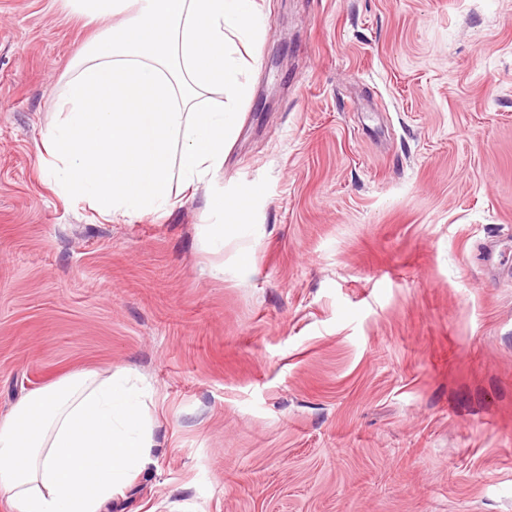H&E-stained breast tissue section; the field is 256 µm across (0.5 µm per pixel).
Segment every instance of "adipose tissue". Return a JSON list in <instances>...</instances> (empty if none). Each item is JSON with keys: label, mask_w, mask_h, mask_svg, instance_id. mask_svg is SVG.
Instances as JSON below:
<instances>
[{"label": "adipose tissue", "mask_w": 512, "mask_h": 512, "mask_svg": "<svg viewBox=\"0 0 512 512\" xmlns=\"http://www.w3.org/2000/svg\"><path fill=\"white\" fill-rule=\"evenodd\" d=\"M95 28L72 67L65 114L38 146L63 196L106 217L164 215L173 186L224 165L241 113L200 105L249 95L239 44L265 26L255 0H70ZM262 189L213 198L211 245L260 238ZM131 369L75 372L33 392L0 423V499L12 512H101L151 461L152 422Z\"/></svg>", "instance_id": "adipose-tissue-1"}]
</instances>
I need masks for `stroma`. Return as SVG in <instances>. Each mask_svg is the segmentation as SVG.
Instances as JSON below:
<instances>
[{"label":"stroma","instance_id":"obj_1","mask_svg":"<svg viewBox=\"0 0 512 512\" xmlns=\"http://www.w3.org/2000/svg\"><path fill=\"white\" fill-rule=\"evenodd\" d=\"M255 2L223 167L109 219L36 149L91 32L0 0V419L127 367L153 462L105 512H512V0ZM261 194V187L256 185L210 201V210L217 218L211 225V245L214 251L222 250L224 244L235 238L258 239L263 235L262 225L251 221L255 200Z\"/></svg>","mask_w":512,"mask_h":512}]
</instances>
